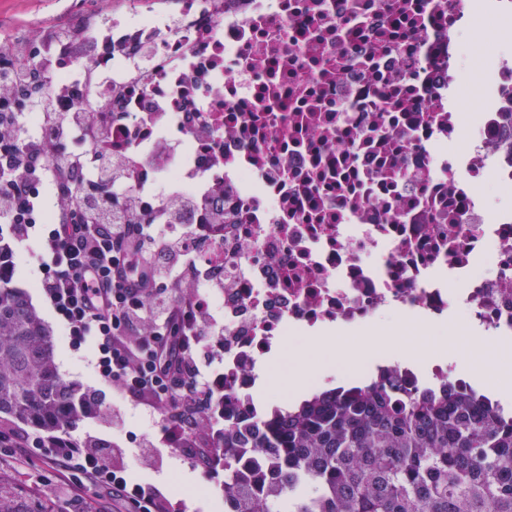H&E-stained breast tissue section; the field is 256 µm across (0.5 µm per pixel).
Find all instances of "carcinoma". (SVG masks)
Masks as SVG:
<instances>
[{"label": "carcinoma", "mask_w": 512, "mask_h": 512, "mask_svg": "<svg viewBox=\"0 0 512 512\" xmlns=\"http://www.w3.org/2000/svg\"><path fill=\"white\" fill-rule=\"evenodd\" d=\"M396 387L325 389L282 424L224 426V512H512V421L498 405L454 383ZM97 405L61 378L51 332L0 274V421L51 437ZM238 453L264 457L271 478L234 470ZM0 512L65 510L0 469Z\"/></svg>", "instance_id": "1"}]
</instances>
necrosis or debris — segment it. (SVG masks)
Here are the masks:
<instances>
[{
    "mask_svg": "<svg viewBox=\"0 0 512 512\" xmlns=\"http://www.w3.org/2000/svg\"><path fill=\"white\" fill-rule=\"evenodd\" d=\"M478 14L507 26L512 0H178L173 12L131 0L96 30L79 26L97 49L70 58L45 56L33 33L46 94L105 115L112 135L60 142L26 112L18 143L123 154L151 213L183 194L201 218L216 204L242 217L188 230L226 285L201 297L223 336L193 340L222 351L206 447H223L224 420L264 425L325 388L467 384L446 356H391L387 336L495 342L512 366V209L490 210L481 191L489 178L512 189V51L471 68ZM466 83L482 88L480 112L451 153ZM358 337L369 350L348 354L343 339ZM275 383L277 405L256 399Z\"/></svg>",
    "mask_w": 512,
    "mask_h": 512,
    "instance_id": "necrosis-or-debris-1",
    "label": "necrosis or debris"
}]
</instances>
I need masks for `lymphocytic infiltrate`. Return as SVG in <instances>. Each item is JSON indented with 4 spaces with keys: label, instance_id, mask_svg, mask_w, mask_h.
I'll use <instances>...</instances> for the list:
<instances>
[{
    "label": "lymphocytic infiltrate",
    "instance_id": "obj_1",
    "mask_svg": "<svg viewBox=\"0 0 512 512\" xmlns=\"http://www.w3.org/2000/svg\"><path fill=\"white\" fill-rule=\"evenodd\" d=\"M44 78L35 65L16 62L0 68V84L16 90L14 98L0 99V223L9 226L17 242L36 243L38 286L65 335L88 345L98 377L160 410L167 442L192 464L212 469L219 449L185 443L202 431V416L210 407L203 366L214 358L213 351L191 349L189 333L196 328L223 335V326L196 296L202 289L223 292L224 279L199 265L196 256L204 241L191 243L185 235L162 231L170 224L193 226L194 202L177 196L149 220H134L129 212L141 204L124 189V156L114 158L108 169L113 192L99 196L85 181V156L59 152L49 158L40 145L17 146L7 132L21 113L30 111L40 113L60 139L76 131L95 138L107 133L106 125L90 126L82 113L60 111L57 99L38 96ZM49 171L59 220L38 238L32 230L44 203L42 179ZM1 444L11 447L22 468L46 457L73 497L100 488L132 512H177L159 489L131 479L118 453L84 447L65 435L48 440L37 434L0 435Z\"/></svg>",
    "mask_w": 512,
    "mask_h": 512
}]
</instances>
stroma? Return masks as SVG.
<instances>
[{
  "label": "stroma",
  "instance_id": "1",
  "mask_svg": "<svg viewBox=\"0 0 512 512\" xmlns=\"http://www.w3.org/2000/svg\"><path fill=\"white\" fill-rule=\"evenodd\" d=\"M123 0H0V40L28 41L37 30L69 29L84 20L124 10ZM13 283L24 289L41 317L51 327L56 349L58 372L64 380L94 394L101 401V410L88 415L70 429L71 438L80 440L91 434L105 445L125 448L130 476L137 481L156 485L172 501L183 504L184 512H224V473L205 471L194 466L183 454L162 440L164 427L160 411L138 404L113 392L100 383L88 364L86 348L73 347L64 336L50 305L40 293L36 278V261L26 246L13 247ZM388 350L403 352L413 358H427L440 353L451 358L466 357V372L488 380L492 385L512 389V367L492 370L490 362L496 353L493 346H484L474 358H467V343L460 338H434L433 335L405 339L390 336ZM152 440L153 461L149 467L138 465L144 440Z\"/></svg>",
  "mask_w": 512,
  "mask_h": 512
}]
</instances>
